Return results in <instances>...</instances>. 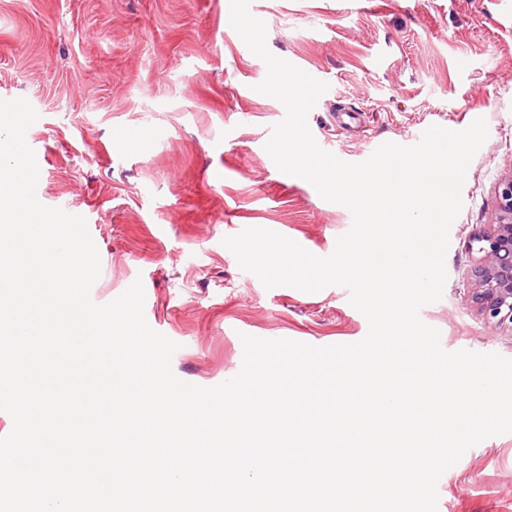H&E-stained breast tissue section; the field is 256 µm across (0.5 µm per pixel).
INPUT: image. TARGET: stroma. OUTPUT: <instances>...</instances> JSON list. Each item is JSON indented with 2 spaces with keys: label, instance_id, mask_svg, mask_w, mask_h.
Masks as SVG:
<instances>
[{
  "label": "stroma",
  "instance_id": "35a3bbf8",
  "mask_svg": "<svg viewBox=\"0 0 512 512\" xmlns=\"http://www.w3.org/2000/svg\"><path fill=\"white\" fill-rule=\"evenodd\" d=\"M267 47L328 90L307 116L318 145L348 163L424 127L488 136L453 221L442 298L421 308L448 352L512 359V324L472 297L495 193L512 174V0H251ZM230 24V0H0V99L38 114L36 196L86 219L103 305L142 281L152 329L178 343L174 374L213 387L242 367V335L313 346L368 332L343 286L265 288L225 237L250 227L326 257L350 211L281 172L265 149L283 104ZM437 512H512V433L469 448L437 483Z\"/></svg>",
  "mask_w": 512,
  "mask_h": 512
}]
</instances>
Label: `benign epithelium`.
<instances>
[{"instance_id":"benign-epithelium-1","label":"benign epithelium","mask_w":512,"mask_h":512,"mask_svg":"<svg viewBox=\"0 0 512 512\" xmlns=\"http://www.w3.org/2000/svg\"><path fill=\"white\" fill-rule=\"evenodd\" d=\"M496 214L493 232L477 239L483 256L472 286L487 321L501 325L512 323V175L498 184Z\"/></svg>"}]
</instances>
